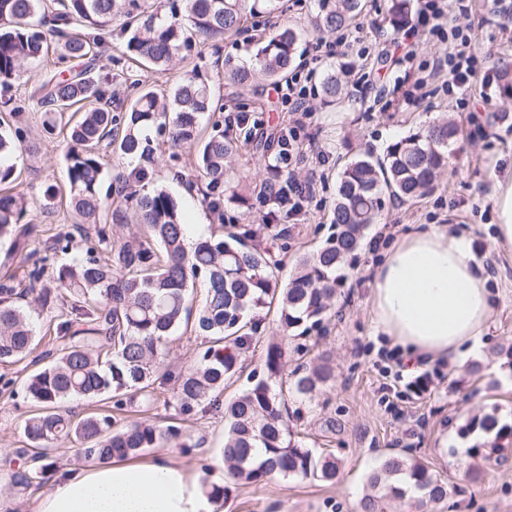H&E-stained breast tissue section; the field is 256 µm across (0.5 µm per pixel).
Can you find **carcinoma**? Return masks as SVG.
I'll list each match as a JSON object with an SVG mask.
<instances>
[{
  "label": "carcinoma",
  "instance_id": "cac0c4a2",
  "mask_svg": "<svg viewBox=\"0 0 512 512\" xmlns=\"http://www.w3.org/2000/svg\"><path fill=\"white\" fill-rule=\"evenodd\" d=\"M185 14L162 18L150 0H56L45 12L44 0H0V80L21 76L25 63L44 58L47 36L60 41L58 60H79L82 67L64 75L47 70L30 90L29 99L43 111L48 137L63 135L69 208L77 224L94 226L96 241L86 257L57 261V254L73 250V237L58 235L49 246H35L33 229L23 223L26 193L21 172L12 158L21 148L22 130L0 132V237H13L16 249L31 262L27 274L0 279V363L24 361L37 346L36 328L20 305L25 299L55 302L46 329L57 345L42 358L49 362L24 380L32 413L22 428L28 447L17 454L30 459L11 473L14 485L43 484L47 468L38 461L52 455L59 444L74 442L87 458H134L149 448L177 443L180 428L144 421L118 423L109 412L77 415L65 403L91 400L111 391L126 399L113 402L121 411L138 401L149 407L157 400L156 382L163 365L166 341L182 325L208 335L209 347L196 366L178 377L175 395L180 415L205 412L212 394L240 377L236 351L249 344L243 328L255 310L277 304L284 334L303 325L320 323L336 296V271L361 246L365 230L376 223L385 197L407 202L430 192L438 174L448 167V145L458 139V128L446 121L422 126L389 144L383 154L366 151L346 164L339 176L331 232L312 255L303 258L286 283L275 275L278 264L267 253L247 245L232 233L211 236L185 249L186 224L175 199L163 189L145 191L155 164V148L143 132L155 127L168 132L175 147L195 149V167L206 184L205 196L219 209L224 204V181L229 178L226 158L234 143L224 139V105L206 80L191 76L171 89V111L160 110L151 89L115 114L108 82L94 77L105 56L103 33L118 24L126 36L124 53L137 70L164 71L182 51L210 39L231 37L245 18L271 14L279 0H183ZM410 0H390L388 18L399 27L408 16ZM315 25L333 32L348 26L362 11L361 0H317ZM298 31L278 29L256 53L257 66H234L224 72L232 84L246 85L259 74L276 83L288 74ZM326 98L338 101L344 93L341 79L327 75L322 82ZM80 114L78 120L64 118ZM135 158L138 164L112 173L115 198L108 203L100 193L106 152ZM134 219L143 235L122 244L112 243L114 224ZM205 278L204 299L197 312L189 306L188 283ZM55 284L43 287L44 280ZM267 377L254 379L224 404V462L235 483L257 484L270 477L313 478L333 483L339 476L336 456L318 454L305 446L288 425V399L311 397L331 380L324 367L302 365L287 370L281 344H268L263 361ZM280 379L289 391H276L270 379ZM493 435L471 453L501 465L512 436L495 414L468 420L460 433L475 428ZM373 494L365 495L360 512H383L384 501L401 503L409 489L420 500L417 508L448 501V483L433 476L416 459L400 454L385 458L368 477Z\"/></svg>",
  "mask_w": 512,
  "mask_h": 512
}]
</instances>
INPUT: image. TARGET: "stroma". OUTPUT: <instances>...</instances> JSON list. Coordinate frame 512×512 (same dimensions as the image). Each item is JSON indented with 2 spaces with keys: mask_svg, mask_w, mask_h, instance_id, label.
<instances>
[{
  "mask_svg": "<svg viewBox=\"0 0 512 512\" xmlns=\"http://www.w3.org/2000/svg\"><path fill=\"white\" fill-rule=\"evenodd\" d=\"M362 4L348 31L371 55H378L391 40L413 49L421 62L442 51V44L434 38L407 36L389 28L378 30L389 0H362ZM495 8L494 0H473L467 19L473 47L488 67L501 57L512 60V44L502 37ZM316 11V0H296L291 9H279L265 18L272 27L287 24L297 29L294 61L313 54L317 41L333 38L332 33L313 27ZM252 35L247 24L233 37L209 41L202 48L201 72L213 77V91L225 107L245 114L258 132L278 134L283 127L282 105L271 81L259 77L243 89L215 78L216 72L228 65L253 64L259 43ZM358 46L328 59L311 77L315 121L308 133L314 147L324 151L326 162L319 170L316 197L278 237L269 236L261 223L266 210L259 206L256 194L268 169L254 142L240 143L230 160L235 194L225 197L224 215L219 218L204 199V182L192 173L191 151L171 146L167 137L154 138L158 161L153 184L175 199L189 222V235L206 236L220 226L228 232L247 234L252 244L281 263V277L286 280L295 273L299 257L316 251L329 234L337 174L347 161L367 149L383 153L389 143L412 129L441 118L462 127L464 137L449 146L451 165L434 189L416 201H386L380 222L366 230L357 255L341 270L342 283L330 311L306 333L307 354L297 355L293 343L285 345L289 366L321 361L333 370V380L321 391L296 399L301 415L290 418L289 425L308 447L335 454L341 463L336 483L277 477L258 484L231 485L228 474L216 465L224 443L223 419L206 413L183 424L171 404L176 375L192 366L207 347L205 339L190 330L177 331L166 345L164 365L172 378L158 388V400L151 410L129 405L119 417L124 422L180 425L182 446L164 447V454L200 481L230 485L224 512H358L369 474L394 453L417 458L455 486L447 503L426 512H512V459L488 470L477 483L453 459L456 448H469L486 439L479 430L465 438L460 436L459 428L468 419L493 410L500 424L512 426V258L497 253L494 247L497 214L492 199L496 180L512 172V98L502 97L497 88L477 85L461 107L457 94L437 80L428 86L426 96L405 112L383 111L373 94H361L352 86L342 104L328 103L320 89L323 77L344 74L358 64ZM57 48V42H50L42 62L25 64L20 79L7 86L0 84V103L22 112L25 148L17 153L14 163L28 199L27 219L38 226L43 240L74 229L65 197H57L50 204L43 198L46 184L61 186L66 181V144L45 138L41 112L28 98L31 85L45 70L54 68ZM417 224H436L448 233L471 238L474 252L482 253L489 263L485 274L493 303L482 355L461 363H444L432 394L421 399L406 393L402 383L395 381L394 369L385 367L378 358L379 350L391 347L392 342L376 330L370 276L384 256L383 251L374 250V240L382 236L388 245L398 244ZM255 320L257 333L240 354L244 375L226 387L224 399H232L246 387L248 374L261 373L266 345L281 334L274 311L258 310ZM30 410L23 389L0 393V512H31L42 489L54 486L62 472L86 464L77 455V444L68 442L55 453L56 467L47 472L42 487L12 485L10 463L16 460L17 449L25 445L22 422ZM330 417L338 423L333 432L324 426Z\"/></svg>",
  "mask_w": 512,
  "mask_h": 512,
  "instance_id": "1",
  "label": "stroma"
}]
</instances>
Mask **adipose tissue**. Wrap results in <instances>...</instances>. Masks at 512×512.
<instances>
[{"label":"adipose tissue","mask_w":512,"mask_h":512,"mask_svg":"<svg viewBox=\"0 0 512 512\" xmlns=\"http://www.w3.org/2000/svg\"><path fill=\"white\" fill-rule=\"evenodd\" d=\"M379 330L401 352L456 361L484 346L491 314L487 279L468 238L420 224L372 274ZM31 512H222L221 501L161 454L63 473Z\"/></svg>","instance_id":"1"}]
</instances>
